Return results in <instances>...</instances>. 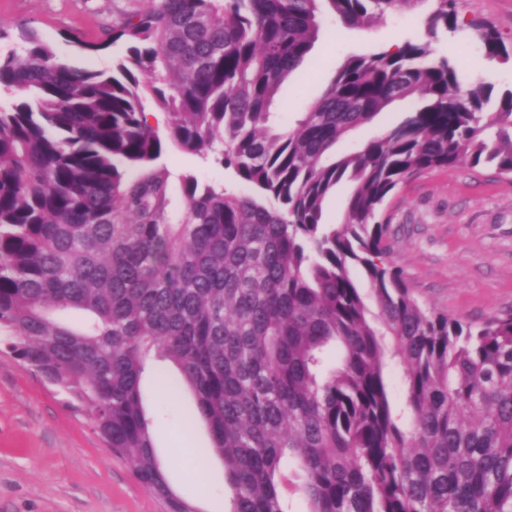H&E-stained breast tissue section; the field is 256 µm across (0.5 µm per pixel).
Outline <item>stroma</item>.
I'll return each mask as SVG.
<instances>
[{
    "instance_id": "35a3bbf8",
    "label": "stroma",
    "mask_w": 512,
    "mask_h": 512,
    "mask_svg": "<svg viewBox=\"0 0 512 512\" xmlns=\"http://www.w3.org/2000/svg\"><path fill=\"white\" fill-rule=\"evenodd\" d=\"M461 19L492 27L512 44V0H457ZM146 0H0V51L12 49L21 30H35L55 56L71 66L111 70L124 58L118 42L99 52L107 25L144 8ZM412 38L430 43L464 81L512 88V62L487 60L468 33L430 36L427 9L389 14L366 29H345L324 16L309 56L287 79L272 109L294 125L319 99L346 57L385 49ZM172 179L191 173L220 183L222 168L168 149L160 159ZM387 223L391 259L424 308L475 323L512 314V176L494 167L458 164L411 177L387 198L379 215ZM146 405L154 420L157 453L171 487L199 503L202 512H229L224 466L209 447L204 425L186 430L195 415L190 392L172 395L147 375ZM0 512H166L130 464L106 448L87 418L45 385L12 354L0 351Z\"/></svg>"
}]
</instances>
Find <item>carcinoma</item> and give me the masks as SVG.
<instances>
[{
    "label": "carcinoma",
    "mask_w": 512,
    "mask_h": 512,
    "mask_svg": "<svg viewBox=\"0 0 512 512\" xmlns=\"http://www.w3.org/2000/svg\"><path fill=\"white\" fill-rule=\"evenodd\" d=\"M424 0H148L85 45L123 41L116 72L55 59L33 31L0 53V345L66 396L167 512H198L156 455L142 379L155 360L190 389L230 512H512V316L479 325L423 309L388 259L386 198L428 169L512 175V89L462 85L430 44L348 57L292 127L270 106L317 39ZM430 31L455 33L456 0ZM483 55L512 61L489 26ZM414 109L339 151L396 101ZM164 111L165 134L145 102ZM244 187L180 178L165 143ZM346 183L344 223L323 206ZM359 267L367 288L350 274ZM375 307H370L368 301ZM76 310L82 322L58 320ZM338 365L327 367L329 351ZM402 369L413 413L394 416ZM387 378L389 382V394L393 411L400 418V422L406 428H410L413 416L409 407L406 405V391L402 384L399 369L390 368L387 371Z\"/></svg>",
    "instance_id": "carcinoma-1"
}]
</instances>
